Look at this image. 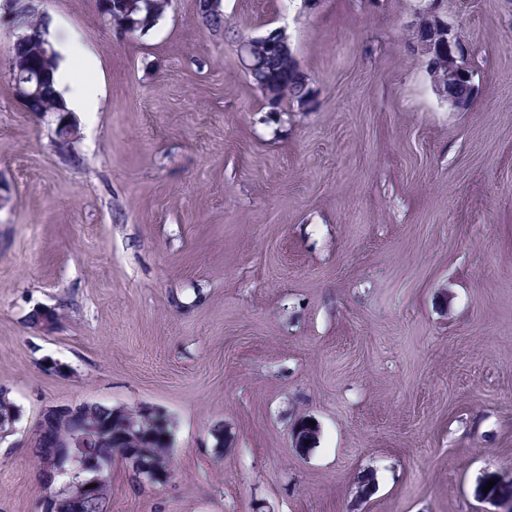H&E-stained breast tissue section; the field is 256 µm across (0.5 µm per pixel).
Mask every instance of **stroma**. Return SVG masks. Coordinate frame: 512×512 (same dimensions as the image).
Masks as SVG:
<instances>
[{"instance_id": "1", "label": "stroma", "mask_w": 512, "mask_h": 512, "mask_svg": "<svg viewBox=\"0 0 512 512\" xmlns=\"http://www.w3.org/2000/svg\"><path fill=\"white\" fill-rule=\"evenodd\" d=\"M421 0H172L148 31L40 0L81 35L99 112H27L0 24V512H39L44 409L149 403L167 484L109 473V512H495L512 477V0H445L479 72L441 102ZM285 28L320 106L268 112L241 39ZM63 320L40 335L35 305ZM62 363L47 371L44 358ZM315 447L292 446L300 419ZM223 426L224 454L214 426Z\"/></svg>"}]
</instances>
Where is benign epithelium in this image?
Wrapping results in <instances>:
<instances>
[{
  "instance_id": "obj_1",
  "label": "benign epithelium",
  "mask_w": 512,
  "mask_h": 512,
  "mask_svg": "<svg viewBox=\"0 0 512 512\" xmlns=\"http://www.w3.org/2000/svg\"><path fill=\"white\" fill-rule=\"evenodd\" d=\"M435 0L416 12L411 21L413 32L412 50L422 58L429 75L430 84L434 93L451 107L458 111L468 108L476 90V77L478 71L471 61L469 51L458 31L448 25L440 16L438 9L433 7ZM266 40L261 35L240 41L238 53L244 69L254 70L259 58L256 53V43ZM10 80L14 90L20 97H27L39 89V80L31 74L22 64L11 61L7 65ZM69 112H59V121L56 131L57 148H68L77 137V127L65 120ZM31 315L37 317L36 328L45 335L54 333L61 322V315L54 308L35 307ZM87 407V403L74 405H61L47 408L43 411L35 428L29 433L27 443L29 447L39 446L44 435L49 429L58 432L64 430L65 425L79 418L81 410ZM113 413L120 418H127L130 423H135V416L143 415L152 417L163 428L167 442H172V421L168 414L161 408L142 403L133 408L117 406ZM320 433L319 424H311L304 420L292 431L293 447L311 448L316 443ZM97 439V431L87 428L85 431L74 434L68 440L61 442L65 448H84L90 442ZM110 469V465L103 459H90L78 453H73L66 468L61 466L55 469L56 476H75L82 472L90 473V476L71 484L63 483L68 489L67 495H62L61 490L49 483L44 484L46 493L42 499L41 512H88L87 505L96 501L99 494L97 485L103 483V473Z\"/></svg>"
}]
</instances>
